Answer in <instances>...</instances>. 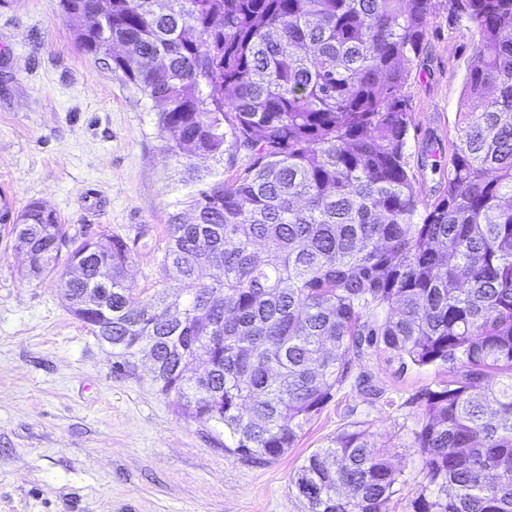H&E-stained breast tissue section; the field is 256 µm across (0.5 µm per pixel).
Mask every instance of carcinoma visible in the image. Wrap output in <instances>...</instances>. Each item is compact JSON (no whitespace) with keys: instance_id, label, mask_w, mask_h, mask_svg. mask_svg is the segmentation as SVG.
<instances>
[{"instance_id":"obj_1","label":"carcinoma","mask_w":512,"mask_h":512,"mask_svg":"<svg viewBox=\"0 0 512 512\" xmlns=\"http://www.w3.org/2000/svg\"><path fill=\"white\" fill-rule=\"evenodd\" d=\"M440 4L469 23L473 61L429 202L405 161L403 89ZM157 5L58 0L84 51L162 105L156 137L185 189L162 260L177 293L142 298L123 239H70L42 203L4 197L22 273L64 264L65 305L111 334L116 368L151 347L157 391L223 426L245 462L286 454L368 348L447 364L417 397L410 512H512V0ZM243 149L252 162L224 180ZM377 437L354 422L304 459L309 512H388L401 472Z\"/></svg>"}]
</instances>
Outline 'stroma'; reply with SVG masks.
I'll return each mask as SVG.
<instances>
[{
	"label": "stroma",
	"instance_id": "35a3bbf8",
	"mask_svg": "<svg viewBox=\"0 0 512 512\" xmlns=\"http://www.w3.org/2000/svg\"><path fill=\"white\" fill-rule=\"evenodd\" d=\"M469 33L445 9L404 94L413 114L405 160L426 199L448 178V144ZM157 107L104 55L85 53L52 0H0V193L14 210L42 202L69 237H121L129 281L174 293L160 260L182 194L154 136ZM24 258L0 227V512H308L292 476L354 421L371 424L403 476L389 512H409L424 480L413 447L416 401L447 365L402 366L367 350L345 384L275 463L224 453V429L180 418L157 391L151 363L116 370L112 349L66 308L61 273L21 275ZM366 377L381 389L365 394Z\"/></svg>",
	"mask_w": 512,
	"mask_h": 512
}]
</instances>
